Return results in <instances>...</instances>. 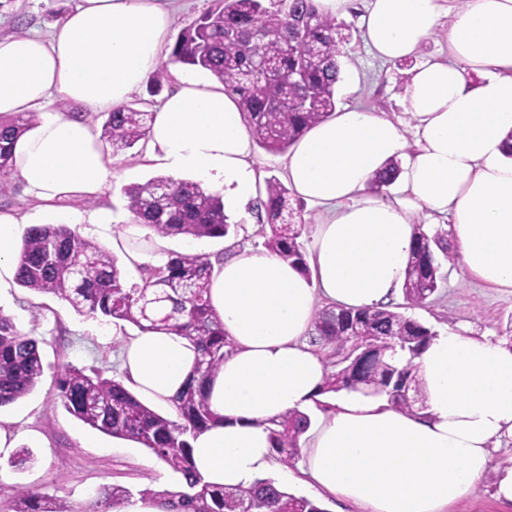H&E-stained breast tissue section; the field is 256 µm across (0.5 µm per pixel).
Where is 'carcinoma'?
<instances>
[{
    "label": "carcinoma",
    "instance_id": "cac0c4a2",
    "mask_svg": "<svg viewBox=\"0 0 512 512\" xmlns=\"http://www.w3.org/2000/svg\"><path fill=\"white\" fill-rule=\"evenodd\" d=\"M217 0L216 6L185 25L170 61L207 71L236 96L243 119L259 147L270 153L287 151L309 127L336 111L340 82L339 58L348 41L346 25L323 13L315 0ZM256 35L227 39L224 28ZM308 55L300 85L288 82L296 56ZM151 113L125 106L108 113L102 139L118 154L146 140ZM37 121L0 116V179L14 173V142ZM399 172L392 162L372 190L380 193ZM134 220L162 237L224 238L236 230L225 213L223 196L190 179L155 176L123 188ZM266 198L256 201L265 212L269 230L261 231L263 247L299 264L310 274L302 235L307 225L297 221L288 188L276 177L265 181ZM18 286L53 294L76 312L101 316L115 325L128 323L140 331H164L187 339L199 354L192 379L172 398L176 418L162 415L98 369L64 365L58 371L56 396L63 408L91 428L149 449L180 475L175 490L140 491L141 498L162 512H325L315 501L273 486L270 479L248 488L216 487L203 481L192 461L190 438L220 421L204 393L205 383L218 373L233 343L211 308L208 293L212 262L204 253L171 255L163 266H141V286H129L116 259L98 244L82 238L67 224L27 227L19 245ZM455 262L448 246V229L430 232L417 225L401 288L407 305L423 307L444 279L443 263ZM434 331L390 309L325 306L313 323L311 343L330 349V369L323 394L362 391L388 395L395 406L411 411L425 405L413 360ZM408 354L402 365L395 353ZM43 375L39 341L21 332L0 312V407L31 392ZM309 419L297 411L267 422L276 459L288 466L298 457ZM131 492L120 485L96 490L88 512H124ZM10 512H76L20 487Z\"/></svg>",
    "mask_w": 512,
    "mask_h": 512
}]
</instances>
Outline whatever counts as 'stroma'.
Listing matches in <instances>:
<instances>
[{
  "label": "stroma",
  "instance_id": "35a3bbf8",
  "mask_svg": "<svg viewBox=\"0 0 512 512\" xmlns=\"http://www.w3.org/2000/svg\"><path fill=\"white\" fill-rule=\"evenodd\" d=\"M78 0H0V36L42 33L59 22ZM367 0H354L344 16L351 39L341 59L343 78L336 89L338 107L361 106L397 122L405 136H413L414 121L402 103L408 70L372 56L364 43L360 17ZM147 155L146 143L113 157L111 174L98 199L67 197L43 213L47 222H62L75 213L100 207L128 216L124 186L161 175ZM446 278L429 304L406 309V316L437 330L463 324L476 333L505 335L512 320V292L489 287L466 276L458 265H445ZM0 307L18 328L39 341L44 373L35 389L11 407L0 410V426L16 436V447H27L34 460L24 469L8 464L0 454V512H8L18 487L66 503L80 512L95 491L119 484L131 492L151 486L176 487L178 477L142 445L105 435L79 421L54 399V378L63 364L104 370L121 377L119 354L136 329L119 328L102 317L76 313L51 294L21 287L9 291ZM497 470H489L479 486L451 504L447 512H512L494 496Z\"/></svg>",
  "mask_w": 512,
  "mask_h": 512
}]
</instances>
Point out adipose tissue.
Instances as JSON below:
<instances>
[{"label": "adipose tissue", "mask_w": 512, "mask_h": 512, "mask_svg": "<svg viewBox=\"0 0 512 512\" xmlns=\"http://www.w3.org/2000/svg\"><path fill=\"white\" fill-rule=\"evenodd\" d=\"M174 8V0H80L50 37H0V115H39L13 146L29 196L48 206L101 193L111 170L99 132L55 104L125 106L163 66ZM361 25L382 60L413 57L440 29L448 57L410 73L404 108L414 142L383 113L346 106L289 151V188L325 210L309 273L262 247H237L214 263L208 297L234 350L206 390L222 421L192 439V454L209 484L252 486L275 466L266 421L297 410L312 416L300 462L311 488L363 512H446L512 439V346L461 326L441 329L416 360L426 410L346 391L320 412L326 366L307 337L318 299L364 309L395 297L420 210L447 219L465 273L512 290V0H468L450 16L441 0H371ZM152 112V161L225 201L253 195L252 137L216 77L180 79ZM397 158L402 171L388 195L370 193ZM28 221L0 212V294L15 282ZM196 360L183 337L140 332L121 353L124 383L165 404Z\"/></svg>", "instance_id": "1"}]
</instances>
